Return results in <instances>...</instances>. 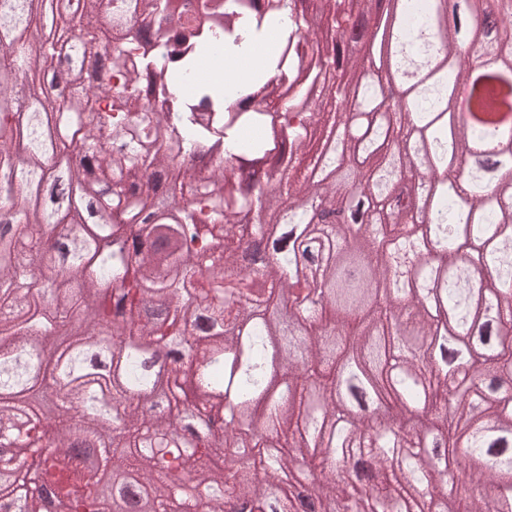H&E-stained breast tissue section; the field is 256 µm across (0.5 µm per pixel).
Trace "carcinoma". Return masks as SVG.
I'll use <instances>...</instances> for the list:
<instances>
[{
	"label": "carcinoma",
	"mask_w": 512,
	"mask_h": 512,
	"mask_svg": "<svg viewBox=\"0 0 512 512\" xmlns=\"http://www.w3.org/2000/svg\"><path fill=\"white\" fill-rule=\"evenodd\" d=\"M53 2L0 0V512H124L75 440L140 512H512V0H464L470 75L454 0L416 47L400 0ZM271 29L224 95L177 98Z\"/></svg>",
	"instance_id": "1"
}]
</instances>
